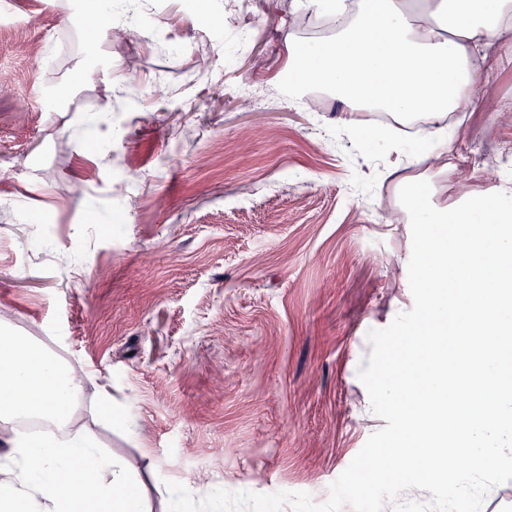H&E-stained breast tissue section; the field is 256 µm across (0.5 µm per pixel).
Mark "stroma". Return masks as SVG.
I'll use <instances>...</instances> for the list:
<instances>
[{"label":"stroma","mask_w":512,"mask_h":512,"mask_svg":"<svg viewBox=\"0 0 512 512\" xmlns=\"http://www.w3.org/2000/svg\"><path fill=\"white\" fill-rule=\"evenodd\" d=\"M79 2L11 0L0 20V331L74 369L69 431L120 460L150 512L169 480L197 499L325 501L370 436L367 333L413 306L410 221L380 211L413 181L448 208L493 187L512 153V31L447 155L394 170L319 83L318 110L289 105L290 45L336 36L335 19L306 24L307 0H249L244 16L154 0L123 43L100 0Z\"/></svg>","instance_id":"stroma-1"}]
</instances>
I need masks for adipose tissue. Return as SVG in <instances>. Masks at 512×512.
<instances>
[{"instance_id": "adipose-tissue-1", "label": "adipose tissue", "mask_w": 512, "mask_h": 512, "mask_svg": "<svg viewBox=\"0 0 512 512\" xmlns=\"http://www.w3.org/2000/svg\"><path fill=\"white\" fill-rule=\"evenodd\" d=\"M335 14L333 39L291 55L301 82L319 77L347 112L390 113L401 123L467 111L481 50L512 29V0H315ZM370 46L358 54L359 44ZM81 383L25 336H0V512H147L125 494L124 465L68 432Z\"/></svg>"}]
</instances>
